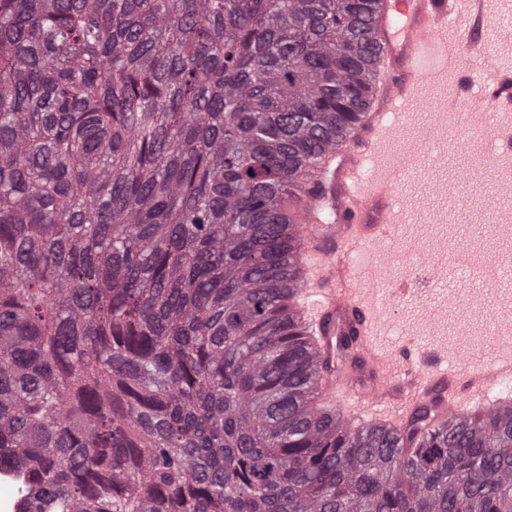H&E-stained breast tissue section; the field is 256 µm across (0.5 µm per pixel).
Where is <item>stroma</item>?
I'll return each instance as SVG.
<instances>
[{"mask_svg": "<svg viewBox=\"0 0 512 512\" xmlns=\"http://www.w3.org/2000/svg\"><path fill=\"white\" fill-rule=\"evenodd\" d=\"M487 80V74L475 72L424 87L412 112L405 116L394 112L389 119L406 127L424 126L430 102L446 105L448 100L476 92ZM443 126L448 150L439 162L417 166L404 186L401 209L406 221L396 239L369 247L354 259L357 266L377 267L380 289L410 276V245L433 251L450 248L465 242L473 224L484 225L485 236L471 254L472 265L492 255L512 261V235L491 221L494 209L512 211V192L497 188L498 161L484 149L465 148L466 107L445 115ZM505 294L512 295V277L483 281L467 272L448 271L436 291L389 304V327L382 341L396 347L406 336H415L421 348L441 352L442 368L451 371L460 369L465 358L473 363L488 361L502 351L498 321L507 314L500 305Z\"/></svg>", "mask_w": 512, "mask_h": 512, "instance_id": "stroma-1", "label": "stroma"}]
</instances>
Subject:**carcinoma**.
<instances>
[{
	"label": "carcinoma",
	"instance_id": "1",
	"mask_svg": "<svg viewBox=\"0 0 512 512\" xmlns=\"http://www.w3.org/2000/svg\"><path fill=\"white\" fill-rule=\"evenodd\" d=\"M378 0H0V466L20 512H512V402L315 415L282 200Z\"/></svg>",
	"mask_w": 512,
	"mask_h": 512
}]
</instances>
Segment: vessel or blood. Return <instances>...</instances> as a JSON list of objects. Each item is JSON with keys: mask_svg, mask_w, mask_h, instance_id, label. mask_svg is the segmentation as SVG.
<instances>
[{"mask_svg": "<svg viewBox=\"0 0 512 512\" xmlns=\"http://www.w3.org/2000/svg\"><path fill=\"white\" fill-rule=\"evenodd\" d=\"M492 10L510 18L512 0H383L376 17L375 68L376 76L385 79L383 111L366 118L351 147L330 152L312 168V180L324 187L321 194L286 203L297 225L303 271L295 309L321 358L346 360L340 371L325 372L315 401L319 412L333 414L344 404L351 423L361 424L370 415L382 425L404 428L407 416L389 403L391 374L398 362L406 368L402 388L409 394L407 406L428 402L441 415L482 405L481 387L512 373L507 364L489 366L461 389L441 370L438 353L422 351L410 342L396 353L382 347L377 338L384 304L369 287L377 273L360 271L348 262L352 253L395 233L394 215L411 158H390L382 172L369 179L364 166L389 136L383 112L410 111L421 83L430 75L426 57H437L445 71L459 73L477 63L495 73V84L467 103L473 123H480L486 109L512 106V76L502 73L484 43L471 35L475 19ZM326 209L333 219L323 224L319 215ZM345 336L350 339L346 349L339 344Z\"/></svg>", "mask_w": 512, "mask_h": 512, "instance_id": "1", "label": "vessel or blood"}]
</instances>
